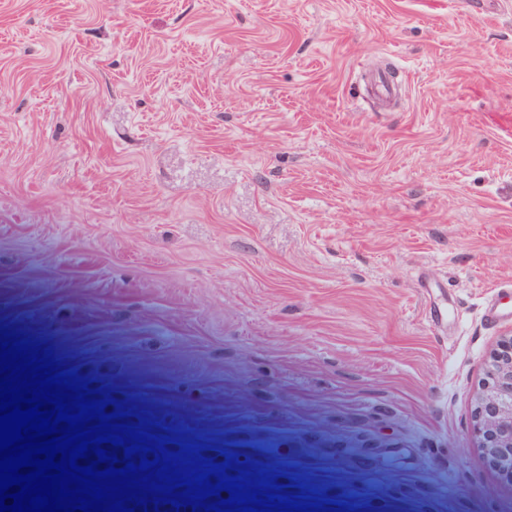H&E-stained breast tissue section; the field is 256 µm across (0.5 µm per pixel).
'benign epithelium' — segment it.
<instances>
[{"instance_id": "7a95c632", "label": "benign epithelium", "mask_w": 512, "mask_h": 512, "mask_svg": "<svg viewBox=\"0 0 512 512\" xmlns=\"http://www.w3.org/2000/svg\"><path fill=\"white\" fill-rule=\"evenodd\" d=\"M473 431L488 464L512 494V334L501 337L489 354L475 397Z\"/></svg>"}]
</instances>
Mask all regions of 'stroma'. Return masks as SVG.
Masks as SVG:
<instances>
[{
	"instance_id": "obj_1",
	"label": "stroma",
	"mask_w": 512,
	"mask_h": 512,
	"mask_svg": "<svg viewBox=\"0 0 512 512\" xmlns=\"http://www.w3.org/2000/svg\"><path fill=\"white\" fill-rule=\"evenodd\" d=\"M495 303L512 0H0V326L167 451L512 512L472 429Z\"/></svg>"
}]
</instances>
